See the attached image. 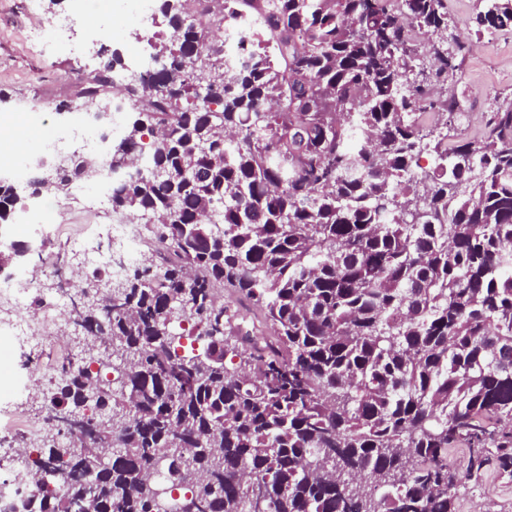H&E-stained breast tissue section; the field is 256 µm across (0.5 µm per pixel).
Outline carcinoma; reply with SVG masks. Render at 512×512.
Here are the masks:
<instances>
[{
	"label": "carcinoma",
	"mask_w": 512,
	"mask_h": 512,
	"mask_svg": "<svg viewBox=\"0 0 512 512\" xmlns=\"http://www.w3.org/2000/svg\"><path fill=\"white\" fill-rule=\"evenodd\" d=\"M479 2L477 31L512 33V0ZM224 3L157 0V80L116 82L115 52L77 91L140 104L99 166L145 156L112 212L158 253L76 311L92 341L58 377L61 439L27 465L21 507L166 512V464L179 512H453L485 466L512 476V99L480 143L427 142L448 117L422 119L404 19L452 80L448 0ZM240 15L259 37L233 67L214 32ZM85 158L48 186L31 173L29 194L68 193ZM21 203L0 182V220ZM221 290L247 302L241 323Z\"/></svg>",
	"instance_id": "cac0c4a2"
}]
</instances>
